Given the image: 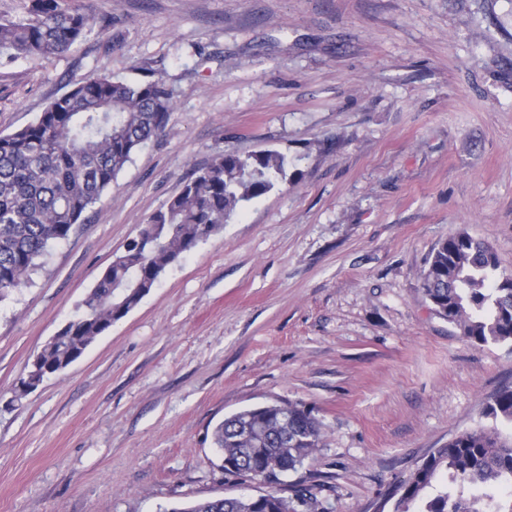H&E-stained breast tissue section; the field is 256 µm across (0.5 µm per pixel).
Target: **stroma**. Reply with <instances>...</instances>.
I'll return each mask as SVG.
<instances>
[{"mask_svg":"<svg viewBox=\"0 0 512 512\" xmlns=\"http://www.w3.org/2000/svg\"><path fill=\"white\" fill-rule=\"evenodd\" d=\"M105 29L0 66V132L72 79L164 76L174 109L29 283L0 301V512H177L257 493L215 426L288 400L321 424L284 478L374 512L433 449L488 425L512 345L470 342L421 274L459 232L512 275V0H91ZM297 164L60 374L11 390L116 253L219 153Z\"/></svg>","mask_w":512,"mask_h":512,"instance_id":"35a3bbf8","label":"stroma"}]
</instances>
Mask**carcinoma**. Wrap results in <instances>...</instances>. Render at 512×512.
Returning a JSON list of instances; mask_svg holds the SVG:
<instances>
[{"label": "carcinoma", "mask_w": 512, "mask_h": 512, "mask_svg": "<svg viewBox=\"0 0 512 512\" xmlns=\"http://www.w3.org/2000/svg\"><path fill=\"white\" fill-rule=\"evenodd\" d=\"M101 20L71 0H27L25 16H0V64L18 58L61 57ZM174 108L164 77L136 80L85 75L32 123L0 134V299L30 281L54 247L76 233L83 214L101 201L119 173L147 142L165 132ZM295 160L273 149L217 154L194 169L138 237L104 271L63 338L41 350L40 378L69 364L132 311L163 273L216 234L243 203L288 182ZM495 253L462 232L433 249L421 276L423 298L435 313L478 345L512 344V276L498 279ZM492 426L464 431L434 449L387 500L392 512H512L494 491L512 487V385L484 410ZM320 424L290 401L239 411L221 421L213 443L224 474L271 485L310 457ZM171 512H323L316 494H267L200 499Z\"/></svg>", "instance_id": "carcinoma-1"}]
</instances>
